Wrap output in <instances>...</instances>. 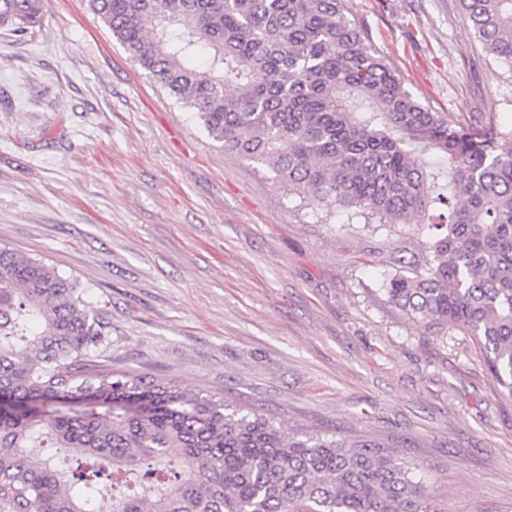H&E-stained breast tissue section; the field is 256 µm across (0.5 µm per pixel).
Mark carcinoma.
I'll return each instance as SVG.
<instances>
[{
	"label": "carcinoma",
	"mask_w": 512,
	"mask_h": 512,
	"mask_svg": "<svg viewBox=\"0 0 512 512\" xmlns=\"http://www.w3.org/2000/svg\"><path fill=\"white\" fill-rule=\"evenodd\" d=\"M89 2L214 140L304 205L374 224L437 211L429 259L395 260L383 292L470 337L512 398V126L448 125L346 0ZM458 2L484 51L512 64V0ZM41 16V0H0V25ZM105 342L73 280L0 247V512H445L380 443L114 368ZM48 442L68 449L62 463L35 461Z\"/></svg>",
	"instance_id": "carcinoma-1"
}]
</instances>
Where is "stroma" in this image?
<instances>
[{
  "instance_id": "1",
  "label": "stroma",
  "mask_w": 512,
  "mask_h": 512,
  "mask_svg": "<svg viewBox=\"0 0 512 512\" xmlns=\"http://www.w3.org/2000/svg\"><path fill=\"white\" fill-rule=\"evenodd\" d=\"M452 126L512 123V65L458 0H348ZM426 215L321 223L151 81L87 0L0 26V246L76 280L113 366L409 462L446 512H512V399L462 332L381 291Z\"/></svg>"
}]
</instances>
